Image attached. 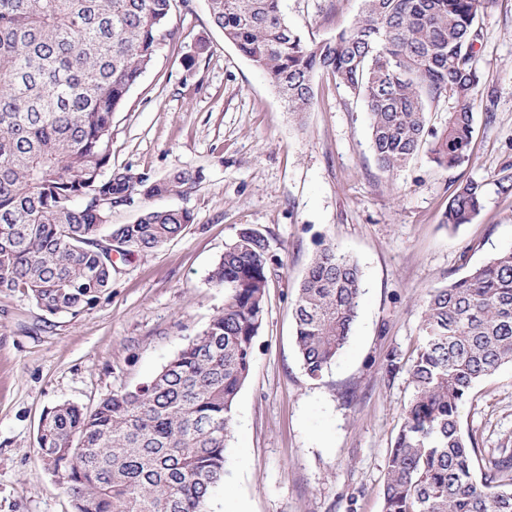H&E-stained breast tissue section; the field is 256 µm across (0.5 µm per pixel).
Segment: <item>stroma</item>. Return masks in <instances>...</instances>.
<instances>
[{
    "label": "stroma",
    "mask_w": 512,
    "mask_h": 512,
    "mask_svg": "<svg viewBox=\"0 0 512 512\" xmlns=\"http://www.w3.org/2000/svg\"><path fill=\"white\" fill-rule=\"evenodd\" d=\"M362 0H282L304 37L349 27ZM476 66L493 117L478 113L470 159L450 171L426 160L394 174L369 147L366 108L327 75L302 119L209 22L207 0H175L164 42L112 118V166L161 177L201 172L181 196L137 199L141 211L185 208L193 224L161 247L118 262L90 310L51 315L0 288V512H74L37 452L46 410L94 408L150 380L224 306L209 273L240 228L264 234L283 260L269 285L254 366L236 403L222 482L206 512H382L390 449L413 387L406 369L431 288L512 248V193L494 180L512 165V0H489ZM487 183L478 217L452 229L448 199ZM361 266L364 292L350 339L321 378L295 343L296 288L320 245ZM483 455L512 448V366L475 387L461 410Z\"/></svg>",
    "instance_id": "stroma-1"
}]
</instances>
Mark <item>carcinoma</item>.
<instances>
[{"label":"carcinoma","instance_id":"1","mask_svg":"<svg viewBox=\"0 0 512 512\" xmlns=\"http://www.w3.org/2000/svg\"><path fill=\"white\" fill-rule=\"evenodd\" d=\"M281 0H208L211 24L263 72L288 112L314 104L330 76L366 107L385 172L417 160H469L480 78L474 66L485 0H363L356 21L306 39ZM173 0H0V288H22L49 314L88 310L116 260L152 251L193 223L187 209L146 208L104 240L112 210L182 195L202 175L161 178L111 165L112 116L152 64ZM454 106L440 125L430 112ZM487 183L459 185L443 223L470 224ZM282 261L262 233L239 230L209 279L224 307L149 381L94 409L45 412L37 445L75 512H205L224 480L239 391L253 368L267 291ZM363 275L332 244L312 256L294 302L295 341L318 379L348 343ZM413 386L389 455L383 512H512V451L484 459L461 408L512 364V249L428 291Z\"/></svg>","mask_w":512,"mask_h":512}]
</instances>
